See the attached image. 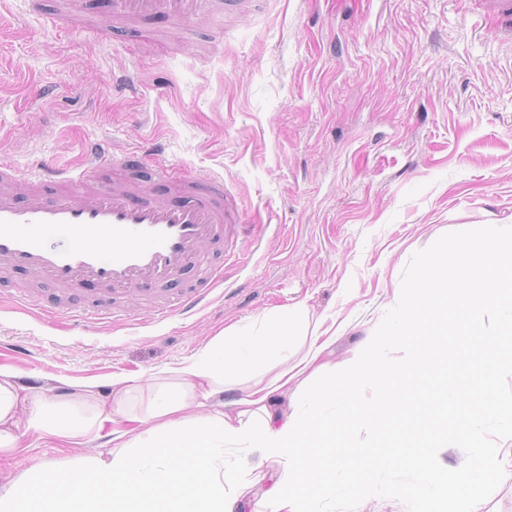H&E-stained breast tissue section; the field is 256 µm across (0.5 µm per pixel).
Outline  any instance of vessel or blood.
I'll return each instance as SVG.
<instances>
[{"mask_svg": "<svg viewBox=\"0 0 512 512\" xmlns=\"http://www.w3.org/2000/svg\"><path fill=\"white\" fill-rule=\"evenodd\" d=\"M217 0H111L120 21L165 17L190 22L208 15ZM124 157L93 145L87 163L75 172L22 171L0 162V270L20 271L46 281L72 301L73 313L91 319L112 314L113 303L146 300L155 313L188 314L224 281L222 267L208 253L237 240L236 206L224 180L181 181L167 198L153 186L125 174ZM117 174L102 184L103 168ZM186 291L172 285L189 274ZM94 292L93 307L77 298Z\"/></svg>", "mask_w": 512, "mask_h": 512, "instance_id": "b4317fda", "label": "vessel or blood"}]
</instances>
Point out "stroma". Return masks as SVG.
<instances>
[{
  "instance_id": "obj_1",
  "label": "stroma",
  "mask_w": 512,
  "mask_h": 512,
  "mask_svg": "<svg viewBox=\"0 0 512 512\" xmlns=\"http://www.w3.org/2000/svg\"><path fill=\"white\" fill-rule=\"evenodd\" d=\"M59 0H0V156L20 170H75L90 142L131 155L133 170L223 177L244 226L245 265L190 317L161 319L139 300L123 321L46 315L31 285L0 273V363L22 384L66 399L112 375L150 374L198 353L224 328L307 299L311 318L341 325L325 360L342 366L388 313L421 253L455 246L462 225L512 215V13L498 0H246L219 22L155 17L116 25L107 0L87 21L57 19ZM457 321L422 377L454 387L461 423L484 376ZM67 385H59V378ZM410 452L411 428L322 435L338 454L356 441ZM0 457V484L99 442L64 448L29 435ZM299 512H413L405 501H309Z\"/></svg>"
}]
</instances>
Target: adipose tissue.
<instances>
[{
	"instance_id": "adipose-tissue-1",
	"label": "adipose tissue",
	"mask_w": 512,
	"mask_h": 512,
	"mask_svg": "<svg viewBox=\"0 0 512 512\" xmlns=\"http://www.w3.org/2000/svg\"><path fill=\"white\" fill-rule=\"evenodd\" d=\"M510 270L512 216L481 225L478 251L420 255L354 359L283 412L273 402L302 375L325 371L333 343L310 330L303 300L224 331L151 376H113L105 396L90 385L60 401L23 387L17 371L0 364V456L17 452L31 431L73 445L103 440V452L42 467L38 512H298L300 499L336 497L405 499L433 512L464 487L473 490L466 512H484L493 490L512 481V392L474 400L459 425L441 420L416 429L421 443L468 448L464 468L439 469L426 454L375 453L361 443L331 458L305 445L354 418L370 429L393 417L390 393L444 352L457 310L465 312L471 354L485 373L512 374V281L500 278ZM426 315L439 320L438 338L424 332ZM230 445L247 449L253 461L225 464ZM181 447L202 448L195 475L176 456ZM268 464L276 479L247 507L246 492L265 481ZM366 468L369 483L359 477ZM327 469L339 480L318 481Z\"/></svg>"
}]
</instances>
